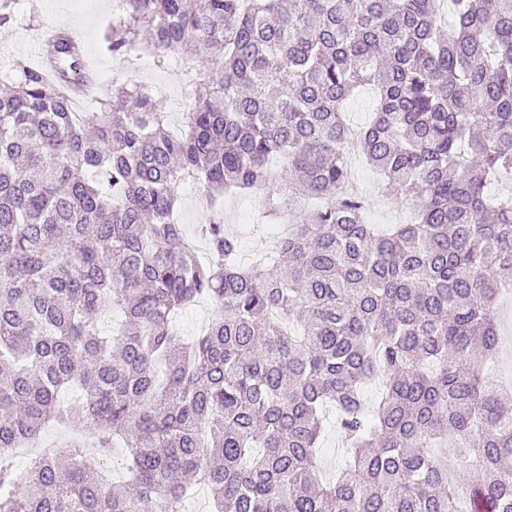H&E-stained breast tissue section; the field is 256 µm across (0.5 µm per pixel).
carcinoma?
<instances>
[{"label": "carcinoma", "instance_id": "1", "mask_svg": "<svg viewBox=\"0 0 512 512\" xmlns=\"http://www.w3.org/2000/svg\"><path fill=\"white\" fill-rule=\"evenodd\" d=\"M125 2L106 51L162 68L196 48L180 134L140 86L75 116L94 75L68 31L53 76L18 61L0 90V512H182L199 485L217 512H512V407L489 373L512 276V195H489L512 178V0H448L450 32L441 0ZM353 139L413 223L379 234L343 194ZM274 164L288 193L256 230L326 203L244 265L224 195ZM184 182L210 203L204 259L175 220ZM199 301L215 317L186 343L172 319ZM328 403L347 461L324 482ZM50 424L94 430L97 455L18 471L6 449ZM113 448L118 485L97 464ZM374 94L371 89H363L359 94L347 102L345 111L349 121L354 126L364 125L373 111Z\"/></svg>", "mask_w": 512, "mask_h": 512}]
</instances>
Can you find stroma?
Listing matches in <instances>:
<instances>
[{
  "label": "stroma",
  "instance_id": "obj_1",
  "mask_svg": "<svg viewBox=\"0 0 512 512\" xmlns=\"http://www.w3.org/2000/svg\"><path fill=\"white\" fill-rule=\"evenodd\" d=\"M124 7L123 0H23L14 22L0 28V70L15 61L39 64L43 34L56 28L71 29L80 35L85 53L98 73L94 93L82 102L84 111H96L98 99L110 96L115 87L146 85L157 93L169 116L171 130H179L193 88L183 62L172 61L159 68L154 62H143L136 53L125 58L112 56L101 45L103 30ZM351 164L371 204L367 223L383 231L412 219V204L383 196L378 190V172L361 155L352 156ZM265 204V199L253 194L224 199V220L241 236L242 255L267 249L269 245L265 235L252 233L248 224L251 215L262 211Z\"/></svg>",
  "mask_w": 512,
  "mask_h": 512
}]
</instances>
